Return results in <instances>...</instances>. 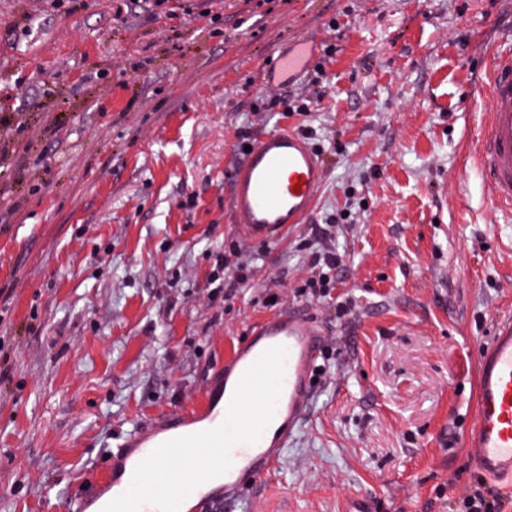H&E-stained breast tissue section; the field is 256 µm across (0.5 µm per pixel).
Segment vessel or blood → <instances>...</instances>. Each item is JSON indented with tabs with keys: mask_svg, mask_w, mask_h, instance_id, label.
Listing matches in <instances>:
<instances>
[{
	"mask_svg": "<svg viewBox=\"0 0 512 512\" xmlns=\"http://www.w3.org/2000/svg\"><path fill=\"white\" fill-rule=\"evenodd\" d=\"M310 53L307 41H297L276 59L275 72H298ZM482 88L489 107L473 162L492 205L512 215V28L492 48ZM323 177L322 158L301 136L265 135L235 174V224L251 240L279 239L311 215ZM321 343L311 317L293 307L253 327L207 386L202 406L139 424L113 448L101 512H231L308 416ZM473 411L464 447L481 475L512 482V317L497 324L479 357ZM165 457L177 467L161 468Z\"/></svg>",
	"mask_w": 512,
	"mask_h": 512,
	"instance_id": "vessel-or-blood-1",
	"label": "vessel or blood"
}]
</instances>
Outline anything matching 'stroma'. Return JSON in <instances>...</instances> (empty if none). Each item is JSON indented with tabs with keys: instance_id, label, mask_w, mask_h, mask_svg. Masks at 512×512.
<instances>
[{
	"instance_id": "1",
	"label": "stroma",
	"mask_w": 512,
	"mask_h": 512,
	"mask_svg": "<svg viewBox=\"0 0 512 512\" xmlns=\"http://www.w3.org/2000/svg\"><path fill=\"white\" fill-rule=\"evenodd\" d=\"M509 25L512 0H0V512L99 493L109 449L198 405L286 307L323 333L313 411L238 512H450L478 358L512 317V223L473 164ZM300 38L327 85L281 116L265 65ZM303 126L314 211L225 298L240 143ZM347 209L335 287L297 295V244Z\"/></svg>"
}]
</instances>
